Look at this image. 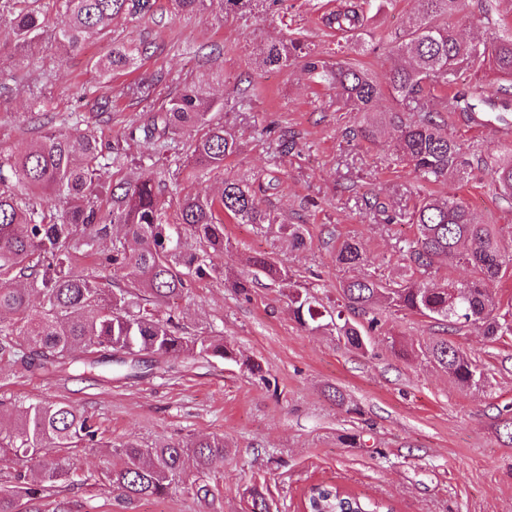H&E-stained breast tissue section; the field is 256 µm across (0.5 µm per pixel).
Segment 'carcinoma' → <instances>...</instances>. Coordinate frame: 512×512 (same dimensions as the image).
<instances>
[{
	"label": "carcinoma",
	"instance_id": "carcinoma-1",
	"mask_svg": "<svg viewBox=\"0 0 512 512\" xmlns=\"http://www.w3.org/2000/svg\"><path fill=\"white\" fill-rule=\"evenodd\" d=\"M178 13L212 8L220 13L247 16L265 0H174ZM420 13L391 42L396 63L387 86L368 71L343 63L331 64L297 38L260 48L261 66L284 68L292 63L311 78L336 88L345 102L365 112L384 95L409 98L426 84L455 76L459 67L474 68L492 61L499 74L512 79V28L493 32L488 40L468 43L457 38L449 20L463 10V0H420ZM156 0H63L53 24L54 41L66 51L80 50L93 35L110 31L120 15L151 17ZM10 17L16 49L39 45L48 27L37 0H0V18ZM329 29L360 36L368 27L363 0L345 4L323 16ZM148 46L116 45L96 66L104 75L137 68ZM166 75L157 71L150 81H135L123 93L142 101ZM511 98L512 87L477 85L443 99L442 109L403 122L389 120L396 159L409 165L426 182L451 179L465 163L462 147L448 138L441 110L475 114L478 104L498 97ZM224 102L196 83H186L153 117L152 130L161 146L170 131L187 135L186 163L193 171L224 170V161L239 144L213 113ZM105 159L97 134L76 124L68 131L47 129L26 150L0 151V361L20 373L80 376L102 370L126 378L139 374L143 355L155 357V366L192 356L238 361L230 345L208 336H184L173 317L157 307L181 297L190 279H205L214 271L210 256L224 252V215L239 224H277L248 179L226 177L218 197L187 194L179 206V222L164 219L160 185L149 171L133 184H119L110 192L112 223L124 226L123 236H112L110 225L99 223L96 176ZM496 190L512 200V142L483 160ZM413 239L400 246L411 278L387 287L367 276L345 280L342 299L353 310L369 313L381 304L416 313L448 325V332L474 329L493 339L512 333V311L500 310L486 282L512 271V251L503 244L497 225L474 221L466 202L455 195L446 200L428 197L412 214ZM294 249L307 245L299 224H278ZM195 247H187V238ZM109 240L108 252L97 243ZM451 259L472 272L469 280L450 279L430 286L424 277ZM336 262L356 267L364 262L361 243L353 238L336 247ZM249 263L282 283L288 270L265 254ZM124 274V285L112 287L98 266ZM23 280L24 288L14 287ZM39 308L31 305V294ZM291 303L296 321L320 329L325 317L315 297L294 289ZM347 343L365 346L362 331L330 319ZM428 351L463 390L481 376L478 366L446 339L432 342ZM98 429L78 406L69 403H32L16 411L13 423L0 424V460L26 466L0 488V512H42L47 492L70 480L76 464L58 451L81 444H97ZM224 439L217 436L188 442L168 441L151 447L135 442L121 446L119 459L107 478L115 500L125 509L150 498L167 496L193 456L205 471L224 463ZM303 512H390L382 502L348 492L333 484H317L304 496Z\"/></svg>",
	"mask_w": 512,
	"mask_h": 512
}]
</instances>
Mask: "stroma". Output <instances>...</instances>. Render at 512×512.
Returning <instances> with one entry per match:
<instances>
[{"mask_svg": "<svg viewBox=\"0 0 512 512\" xmlns=\"http://www.w3.org/2000/svg\"><path fill=\"white\" fill-rule=\"evenodd\" d=\"M339 2L278 0L241 18L211 9L183 15L172 0H158L153 17L116 18L107 35L71 54L47 39L35 50L16 51L9 23L0 21V150L24 149L49 128L89 124L104 146L118 143L126 151L120 163L100 169L102 194L151 170L165 185V219L174 224L183 195L219 192L228 174L257 178L265 184L258 193L262 206L278 223L303 225L307 238L306 248L296 250L267 227L225 219L227 243L213 258L215 274L192 283L169 309L184 333L224 339L259 362L262 374L220 358L180 360L170 372L138 380L22 376L0 363L1 404L71 403L100 429V446L68 451L79 478L60 485L58 496L70 512H116L106 474L124 442L147 447L213 435L223 437L226 456L206 475L217 493L212 507L191 490L198 476L191 464L167 497L140 501L135 512H250L256 485L270 512H303L304 494L315 483L382 500L394 512H512V444L504 443L499 428L512 418V335H455L456 345L484 371L479 384L464 391L427 354L443 334L435 320L378 310L377 326L360 317L369 328L367 344L355 349L334 328L300 326L286 285L260 274L239 293L224 282L225 272L245 273L247 258L265 253L335 311L346 279L403 278L396 243L414 237L411 214L428 194L462 196L474 218L499 225L505 245L512 246V200L496 197L488 171L465 166L451 181L426 183L397 161L384 118L416 119L437 109L436 95L385 97L367 114L297 65L259 66L263 45L296 32L330 61L349 62L387 83L389 38L417 14L419 0H394L382 9L370 4L368 33L359 46L322 23ZM116 42H148L153 53L135 74L100 76L93 63ZM159 69L167 81L152 99L122 95L132 77ZM217 70L223 82L212 81ZM188 82L208 85L223 99L219 119L241 144L223 173L178 174L183 135H174L163 151L144 136L155 111ZM107 97L112 120L104 123L92 105ZM443 118L449 138L466 154H491L503 140V123L512 124V109L483 126L448 112ZM343 238L361 242V266H337L336 242ZM335 389L344 404L331 399ZM350 433L358 435L357 444L343 442Z\"/></svg>", "mask_w": 512, "mask_h": 512, "instance_id": "obj_1", "label": "stroma"}]
</instances>
